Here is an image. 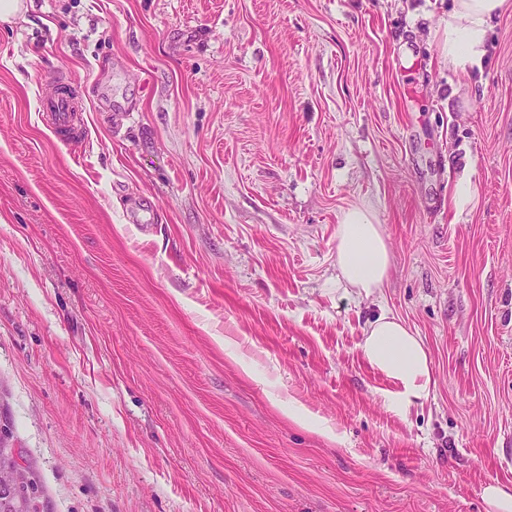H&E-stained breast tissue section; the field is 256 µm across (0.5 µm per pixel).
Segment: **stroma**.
Masks as SVG:
<instances>
[{"label": "stroma", "instance_id": "1", "mask_svg": "<svg viewBox=\"0 0 512 512\" xmlns=\"http://www.w3.org/2000/svg\"><path fill=\"white\" fill-rule=\"evenodd\" d=\"M450 7L27 0L0 23V423L44 512H485L512 485V0L480 75L441 51ZM61 76L72 145L41 109ZM352 205L391 253L370 299L332 287ZM383 310L430 352L404 416L359 355ZM482 497L486 512L512 511V489L502 486L497 481H489L483 486Z\"/></svg>", "mask_w": 512, "mask_h": 512}]
</instances>
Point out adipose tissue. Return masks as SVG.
Segmentation results:
<instances>
[{
    "label": "adipose tissue",
    "mask_w": 512,
    "mask_h": 512,
    "mask_svg": "<svg viewBox=\"0 0 512 512\" xmlns=\"http://www.w3.org/2000/svg\"><path fill=\"white\" fill-rule=\"evenodd\" d=\"M505 3L454 0L443 45L449 64L464 71H483L489 22ZM390 261L387 239L381 226L374 224L372 212L361 206L342 211L336 233L337 287L372 296L383 287ZM359 351L369 366L397 384L394 406L398 413H405L428 396V352L421 339L392 314L381 313L367 323Z\"/></svg>",
    "instance_id": "obj_1"
}]
</instances>
